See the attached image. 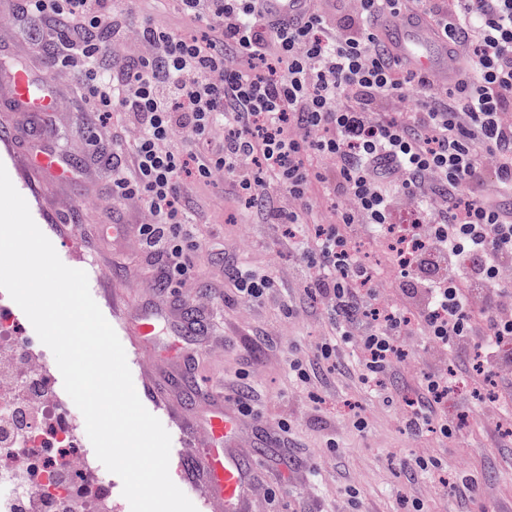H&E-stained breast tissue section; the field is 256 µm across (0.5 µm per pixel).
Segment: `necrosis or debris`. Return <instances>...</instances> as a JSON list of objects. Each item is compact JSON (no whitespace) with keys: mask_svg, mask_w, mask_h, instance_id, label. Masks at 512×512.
<instances>
[{"mask_svg":"<svg viewBox=\"0 0 512 512\" xmlns=\"http://www.w3.org/2000/svg\"><path fill=\"white\" fill-rule=\"evenodd\" d=\"M19 324L0 310V512H112V491L93 481L70 406L55 388L47 351L14 357Z\"/></svg>","mask_w":512,"mask_h":512,"instance_id":"obj_1","label":"necrosis or debris"}]
</instances>
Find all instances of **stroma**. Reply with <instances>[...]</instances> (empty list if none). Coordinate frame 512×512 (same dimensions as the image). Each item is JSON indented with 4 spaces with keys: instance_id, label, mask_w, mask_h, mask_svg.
<instances>
[{
    "instance_id": "stroma-1",
    "label": "stroma",
    "mask_w": 512,
    "mask_h": 512,
    "mask_svg": "<svg viewBox=\"0 0 512 512\" xmlns=\"http://www.w3.org/2000/svg\"><path fill=\"white\" fill-rule=\"evenodd\" d=\"M111 9L125 14L130 26L143 19L181 30L185 19L167 0H112ZM40 23L25 20L20 0H0V79L17 68L48 80L56 98L55 111L27 116L11 113L15 127L29 125L31 148L17 147L7 172L26 202H39L46 220L41 231L68 267L89 270V288L103 315L131 313L137 292L154 284L157 263L137 240L114 233V226L137 224L143 211L136 203L112 200L107 170L83 174L79 185L41 184L31 168L30 149L50 151L88 165L100 117L83 120L79 102L69 89L72 73L50 64L48 56L32 51L44 39ZM194 231L201 243L195 257L194 281L164 284L161 297L173 313L194 301L198 335H171L162 330L155 340L157 356L137 358L127 352L135 388L152 383L167 399L156 417L168 423L185 403L197 400L202 386L223 390L226 406L242 421L243 441L259 438L246 467L253 489L251 512H343L348 490L359 494L363 512H399L400 497L413 496L425 512H460L455 498L440 492L437 483L412 476L415 457L435 456L439 476L450 481L468 478L485 492L487 512H512V437L494 433L498 404L494 381H486L485 398L472 392L459 397L466 418L447 442L435 435L416 440L404 425L401 400L404 386H417L420 375L435 359L430 343L417 335L406 343L407 358L397 377L384 379L375 389L360 384L351 348L338 345L337 356L348 371H321L309 387L296 385L288 363L314 357L333 330L321 310L303 298L298 259L284 244L282 226L264 223L232 194L229 186L189 183ZM361 259L380 273V291L392 303L397 273L385 247L356 239ZM270 271L274 286L263 300L242 301L229 273L237 263ZM184 353L180 361L166 359L172 341ZM252 391L248 406L239 402ZM361 412L365 430L354 427L351 416ZM204 449L171 453L172 481L193 502L197 512H214L204 494L207 475Z\"/></svg>"
}]
</instances>
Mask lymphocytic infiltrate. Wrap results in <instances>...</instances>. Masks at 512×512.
<instances>
[{
  "mask_svg": "<svg viewBox=\"0 0 512 512\" xmlns=\"http://www.w3.org/2000/svg\"><path fill=\"white\" fill-rule=\"evenodd\" d=\"M29 19L66 24L62 62L85 82L83 107L119 112L122 139L97 152L116 200L141 203L142 246L160 257L167 278L190 279L200 244L188 222L184 178L230 182L247 208L287 233L306 267L304 293L332 316L354 347L368 384L401 367L407 336L419 333L448 359L427 372L404 417L413 436L455 432L444 412L450 381L478 383L482 359L499 380L496 428L512 425V0H426L439 29L467 44L476 65L465 86L441 89L387 64L373 39L375 14L405 0H351L347 24L322 6L300 23H276L256 0H177L205 24L206 40L151 21L135 35L142 52L117 67L109 56L125 26L109 0H24ZM407 113L380 114L401 99ZM485 146L489 164L471 143ZM324 164L312 168L310 156ZM493 191H484V169ZM341 188L350 206L338 223H309L316 189ZM430 216L409 240L411 261H397L407 306L381 302L375 271L359 257L350 225L387 239L397 196Z\"/></svg>",
  "mask_w": 512,
  "mask_h": 512,
  "instance_id": "obj_1",
  "label": "lymphocytic infiltrate"
}]
</instances>
